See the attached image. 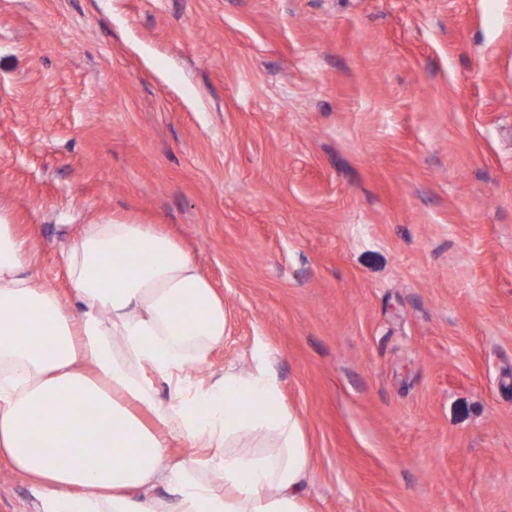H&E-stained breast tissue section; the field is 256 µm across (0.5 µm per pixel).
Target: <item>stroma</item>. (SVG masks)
<instances>
[{
    "instance_id": "35a3bbf8",
    "label": "stroma",
    "mask_w": 512,
    "mask_h": 512,
    "mask_svg": "<svg viewBox=\"0 0 512 512\" xmlns=\"http://www.w3.org/2000/svg\"><path fill=\"white\" fill-rule=\"evenodd\" d=\"M0 213L74 311L86 224L175 236L309 512H512V0H0Z\"/></svg>"
}]
</instances>
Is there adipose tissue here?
<instances>
[{
	"mask_svg": "<svg viewBox=\"0 0 512 512\" xmlns=\"http://www.w3.org/2000/svg\"><path fill=\"white\" fill-rule=\"evenodd\" d=\"M34 257L0 214V460L29 480L37 512H308L310 456L264 364L190 378L227 316L178 241L153 224L86 225L65 250L76 312L33 274ZM87 400L92 414L74 416ZM269 432L273 450L239 442ZM171 437L186 456L168 453Z\"/></svg>",
	"mask_w": 512,
	"mask_h": 512,
	"instance_id": "1",
	"label": "adipose tissue"
}]
</instances>
